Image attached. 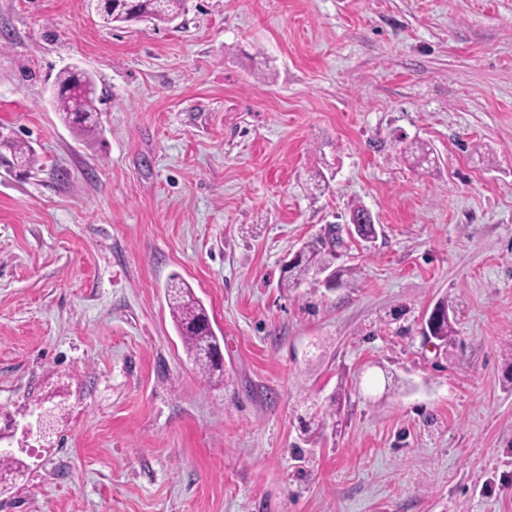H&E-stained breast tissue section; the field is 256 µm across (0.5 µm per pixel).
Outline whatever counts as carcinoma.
Masks as SVG:
<instances>
[{
	"mask_svg": "<svg viewBox=\"0 0 512 512\" xmlns=\"http://www.w3.org/2000/svg\"><path fill=\"white\" fill-rule=\"evenodd\" d=\"M187 0H104L97 12L106 24L144 18L170 22L185 11ZM95 89L91 77L83 72L64 70L56 77L55 106L64 121L79 137H89L97 131ZM0 147L8 149L17 165L30 168L35 163L31 148L10 136H0ZM336 240L317 238L301 247L298 260L281 274V286L296 288L317 271H331L336 281L343 272L333 268L336 259ZM167 297L174 324L182 337L189 358L207 380L224 376V365L215 359L220 342L210 327V319L202 302L192 288L183 282H173L167 288ZM337 398H332L328 410L303 422L301 431L309 444L321 437L326 420L336 416ZM25 464L13 457L0 463V484L8 487L13 478L24 472Z\"/></svg>",
	"mask_w": 512,
	"mask_h": 512,
	"instance_id": "cac0c4a2",
	"label": "carcinoma"
}]
</instances>
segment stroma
<instances>
[{
    "instance_id": "stroma-1",
    "label": "stroma",
    "mask_w": 512,
    "mask_h": 512,
    "mask_svg": "<svg viewBox=\"0 0 512 512\" xmlns=\"http://www.w3.org/2000/svg\"><path fill=\"white\" fill-rule=\"evenodd\" d=\"M72 66L88 139L51 100ZM0 132L36 156L0 158V445L28 465L0 512H512V0H189L109 26L0 0ZM355 205L377 236L337 249L346 285L281 288ZM176 278L222 384L175 329ZM441 300L445 348L422 333ZM55 106L64 121L78 137H89L97 131L95 89L84 71H61L56 77ZM167 297L174 324L198 372L207 380L222 378L224 365L214 357L219 353L220 342L202 302L184 282H172ZM339 396V395H338ZM338 396H334L328 405L330 410H326L324 414L320 416L314 415L310 418L309 421H301L303 426L301 427V431L304 434V441L309 444H315L318 438L321 437L323 429L326 425V420L329 417L333 419L336 416V402L337 399L340 400Z\"/></svg>"
}]
</instances>
